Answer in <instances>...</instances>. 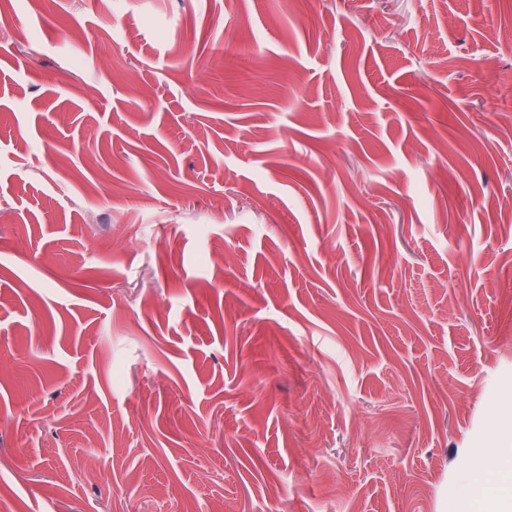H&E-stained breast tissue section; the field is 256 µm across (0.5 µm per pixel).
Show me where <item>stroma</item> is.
<instances>
[{"instance_id": "obj_1", "label": "stroma", "mask_w": 512, "mask_h": 512, "mask_svg": "<svg viewBox=\"0 0 512 512\" xmlns=\"http://www.w3.org/2000/svg\"><path fill=\"white\" fill-rule=\"evenodd\" d=\"M500 2L0 0V512L512 494Z\"/></svg>"}]
</instances>
